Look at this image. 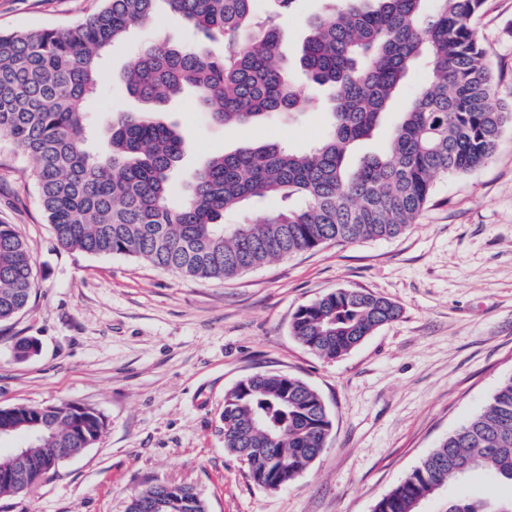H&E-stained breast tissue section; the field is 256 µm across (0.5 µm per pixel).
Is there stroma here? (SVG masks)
Returning a JSON list of instances; mask_svg holds the SVG:
<instances>
[{
    "instance_id": "obj_1",
    "label": "stroma",
    "mask_w": 512,
    "mask_h": 512,
    "mask_svg": "<svg viewBox=\"0 0 512 512\" xmlns=\"http://www.w3.org/2000/svg\"><path fill=\"white\" fill-rule=\"evenodd\" d=\"M102 0H0V33L69 27ZM323 0H297L280 23L282 56L298 59L309 17ZM475 26L494 73L492 97L512 102V0H485ZM192 43V27L167 10L106 57L94 107L138 112L114 76L144 36ZM302 113L247 127L214 124L192 94L161 106L187 153L173 176L184 187L209 156L278 141L301 151L326 131L324 91ZM0 221L15 225L36 259L29 309L0 324V407L73 401L106 420L99 442L56 477L0 512H126L148 482L193 485L208 512H372L448 434L479 412L512 374V126L493 159L437 181L413 224L390 239L331 243L226 280L163 271L121 255L56 249L30 161L0 133ZM396 302L400 317L346 355L322 359L291 332L295 312L337 289ZM36 338L16 359L14 342ZM256 373L287 374L315 389L332 428L323 453L288 487L268 490L224 449V394ZM512 488L479 474L449 481L424 503L498 498Z\"/></svg>"
}]
</instances>
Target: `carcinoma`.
<instances>
[{"label": "carcinoma", "instance_id": "obj_1", "mask_svg": "<svg viewBox=\"0 0 512 512\" xmlns=\"http://www.w3.org/2000/svg\"><path fill=\"white\" fill-rule=\"evenodd\" d=\"M296 0H103L66 29L0 34V132L34 164L41 206L56 249L124 255L194 278H231L329 243L395 237L414 222L440 176L466 175L488 163L512 107L492 100L493 73L472 25L484 0H329L309 18L299 58L308 80L326 86L329 125L313 147L276 142L209 158L172 201V174L186 152L180 129L157 108L190 89L214 122L238 127L302 112L282 64L276 20ZM165 7L224 51L157 40L140 48L117 83L146 105L106 121L108 148L92 152L87 135L102 61L112 46L147 26ZM427 71L387 139L362 155L416 68ZM254 199L279 205L224 223ZM34 252L12 224L0 222V323L25 312L35 288ZM400 307L362 290L338 289L300 307L295 338L323 359H336ZM39 343L21 337L25 360ZM224 448L266 489L292 484L325 449L331 420L320 394L302 380L254 374L224 396ZM106 422L91 409L0 408V435L29 450L21 485L0 481V498L27 494L48 479L46 449L80 455ZM482 470L512 485V375L481 412L450 433L373 512H420L450 479ZM179 506L207 512L189 484ZM154 494L131 495L127 512H143ZM446 512H512V498L461 496Z\"/></svg>", "mask_w": 512, "mask_h": 512}]
</instances>
